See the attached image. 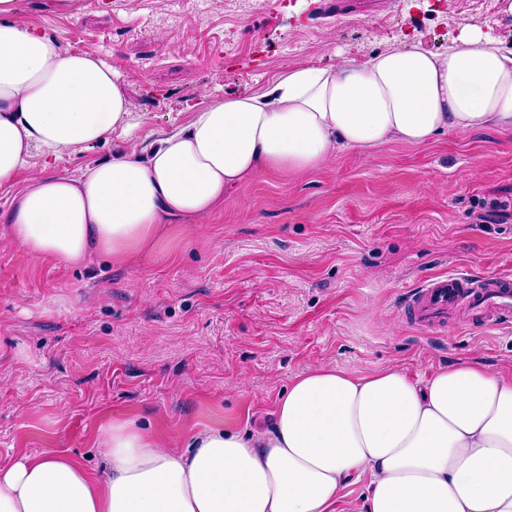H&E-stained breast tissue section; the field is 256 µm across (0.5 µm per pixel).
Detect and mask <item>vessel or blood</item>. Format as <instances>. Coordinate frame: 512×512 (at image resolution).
Instances as JSON below:
<instances>
[{"mask_svg": "<svg viewBox=\"0 0 512 512\" xmlns=\"http://www.w3.org/2000/svg\"><path fill=\"white\" fill-rule=\"evenodd\" d=\"M406 311L414 324L425 328L459 319L474 328L498 326L512 320V280L439 275L410 295Z\"/></svg>", "mask_w": 512, "mask_h": 512, "instance_id": "obj_1", "label": "vessel or blood"}]
</instances>
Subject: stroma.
<instances>
[{
    "mask_svg": "<svg viewBox=\"0 0 512 512\" xmlns=\"http://www.w3.org/2000/svg\"><path fill=\"white\" fill-rule=\"evenodd\" d=\"M62 49L93 45L125 81L140 138L113 132L56 174L140 150L205 97L300 64L344 65L462 30L512 40V0H22ZM507 210L487 214L481 202ZM512 274V129L344 149L301 176L263 172L220 212L171 221L149 255L81 268L0 238V466L55 448L101 468L112 415L176 444L214 422L268 424L297 375L475 362L512 372V326L425 332L404 313L431 277Z\"/></svg>",
    "mask_w": 512,
    "mask_h": 512,
    "instance_id": "1",
    "label": "stroma"
}]
</instances>
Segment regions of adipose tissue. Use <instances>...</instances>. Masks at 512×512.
Masks as SVG:
<instances>
[{
  "label": "adipose tissue",
  "instance_id": "ef3b65f1",
  "mask_svg": "<svg viewBox=\"0 0 512 512\" xmlns=\"http://www.w3.org/2000/svg\"><path fill=\"white\" fill-rule=\"evenodd\" d=\"M0 0V185L5 236L78 268L152 251L175 217L213 213L263 171L301 174L338 151L422 146L512 128V48L477 30L343 66L287 69L260 91L212 98L140 152L47 175L80 146L132 134L125 82L93 47L65 51ZM107 474L53 449L0 467V512H512V375L462 362L419 382L402 368L297 376L268 427H207L177 452L135 420L99 435Z\"/></svg>",
  "mask_w": 512,
  "mask_h": 512
}]
</instances>
